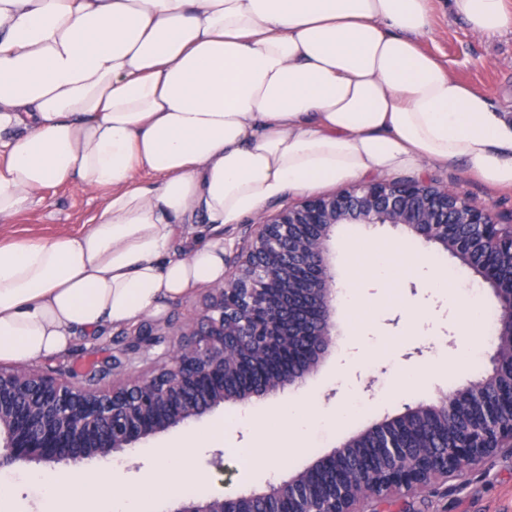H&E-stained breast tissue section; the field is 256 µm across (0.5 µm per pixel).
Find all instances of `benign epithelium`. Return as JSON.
I'll return each instance as SVG.
<instances>
[{
  "instance_id": "7a95c632",
  "label": "benign epithelium",
  "mask_w": 512,
  "mask_h": 512,
  "mask_svg": "<svg viewBox=\"0 0 512 512\" xmlns=\"http://www.w3.org/2000/svg\"><path fill=\"white\" fill-rule=\"evenodd\" d=\"M339 224H389L426 243L442 246L469 266L496 301V341L491 369L429 404H406L399 415L374 423L305 469L263 491L230 490L221 496L179 500L172 512H366L361 505L385 495L416 493L435 481L462 476L489 457L512 455V382L504 360L512 358V224L491 206H474L457 187L424 176L357 183L310 197L263 218L235 273L203 297L195 317L169 340L164 357L142 359L135 375L105 381L112 366L94 372L97 383L71 382L24 365L0 367V466L31 462L80 464L133 448L170 427L210 414L226 401L246 404L303 384L335 342L336 282L330 240ZM160 342L158 327L144 320L130 332L122 354ZM288 355V369L244 388H224V374L259 356ZM470 402L492 420L465 422L463 434L434 455L372 474L348 488L336 484L325 498L312 493L309 477L327 468L369 435L429 414L454 425ZM206 464L231 484L224 451Z\"/></svg>"
}]
</instances>
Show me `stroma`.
<instances>
[{"label": "stroma", "instance_id": "1", "mask_svg": "<svg viewBox=\"0 0 512 512\" xmlns=\"http://www.w3.org/2000/svg\"><path fill=\"white\" fill-rule=\"evenodd\" d=\"M425 45L449 69L450 73L471 86L486 91L495 106L512 110V32L493 37L472 33L449 9V0H435V21ZM424 174L435 184L459 187L476 206L495 204L503 219L512 218V192H492L470 179L459 167H431ZM40 203L34 208L0 223V236H36L77 233L89 228L100 210V190L64 183L40 191ZM361 227L344 224L337 228L333 242L337 276L351 274V285L362 302L352 314H339V338L316 375L306 387L316 401L318 411L333 413L350 395H359L356 420L335 434L319 435L314 447L277 453L273 463L279 478H287L303 469L311 459L323 455L364 426L384 416L397 413L403 401L389 400L391 391L405 393V401L430 402L440 394L462 387L479 378L491 367V347L474 351L470 368L436 371L430 357L407 359L411 348L421 345L416 325L407 306L415 304L426 310L435 335L445 336L448 329L446 310L414 273L420 256L432 254L433 246L411 237L403 230L379 224L367 230L369 237L351 252H344L347 238L358 235ZM384 250L396 269L388 283L378 282L363 271L370 247ZM125 343L123 333L104 330L98 336L83 338L48 360L37 361V368L62 376L83 377L98 370L110 356L119 354ZM373 382L374 396H366V382ZM235 405L228 404L210 414L208 421L225 424L221 439L202 442L194 450V464L204 481L203 493L218 496L225 488L221 476L206 466L209 451L220 449L224 462L233 469L236 489L252 490L266 485L257 475L245 477L239 470L234 449L247 447L249 428L230 425ZM179 429L146 440V453H121V480L137 484L158 462L157 451L165 442L179 436ZM378 512H512V457L494 456L486 460L465 480L452 479L446 490L426 489L418 494L398 497L394 506L378 504Z\"/></svg>", "mask_w": 512, "mask_h": 512}]
</instances>
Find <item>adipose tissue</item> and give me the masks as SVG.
Returning <instances> with one entry per match:
<instances>
[{"instance_id": "ef3b65f1", "label": "adipose tissue", "mask_w": 512, "mask_h": 512, "mask_svg": "<svg viewBox=\"0 0 512 512\" xmlns=\"http://www.w3.org/2000/svg\"><path fill=\"white\" fill-rule=\"evenodd\" d=\"M478 35L512 32L507 0H451ZM433 0H0V221L62 183L101 189L88 230L0 240V363L52 358L78 336L121 331L166 301L224 281V228L287 191L426 165L512 191V112L424 45ZM452 289V288H451ZM459 335L484 307L452 289ZM241 408L245 470L349 417L308 398ZM196 435L164 448L134 489L120 461L89 479L24 466L42 512H151L156 492L201 487Z\"/></svg>"}]
</instances>
